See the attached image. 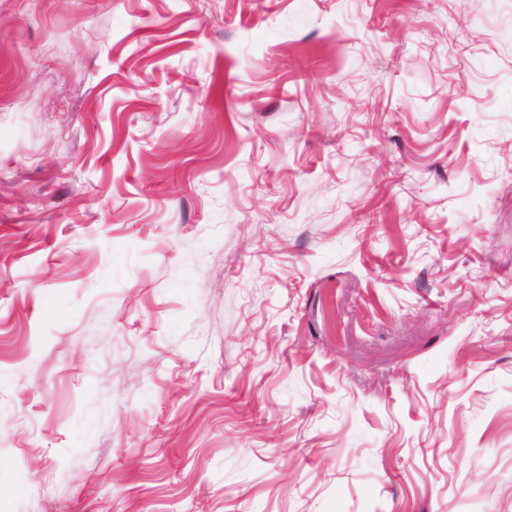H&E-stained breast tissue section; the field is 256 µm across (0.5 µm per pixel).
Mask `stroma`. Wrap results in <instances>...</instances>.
Wrapping results in <instances>:
<instances>
[{"instance_id":"stroma-1","label":"stroma","mask_w":512,"mask_h":512,"mask_svg":"<svg viewBox=\"0 0 512 512\" xmlns=\"http://www.w3.org/2000/svg\"><path fill=\"white\" fill-rule=\"evenodd\" d=\"M0 512H512V0H0Z\"/></svg>"}]
</instances>
